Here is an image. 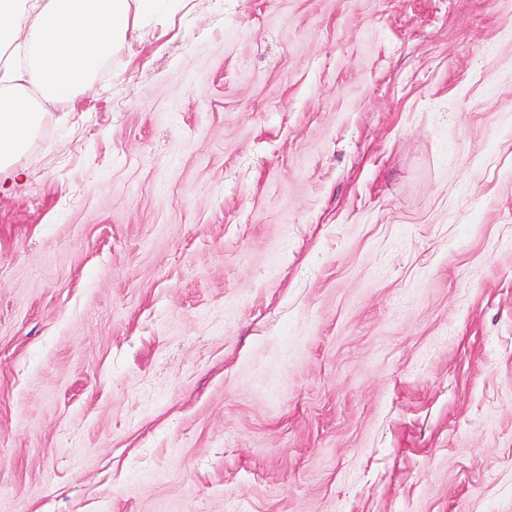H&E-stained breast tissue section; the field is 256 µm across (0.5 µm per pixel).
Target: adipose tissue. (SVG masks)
I'll return each mask as SVG.
<instances>
[{
  "label": "adipose tissue",
  "mask_w": 512,
  "mask_h": 512,
  "mask_svg": "<svg viewBox=\"0 0 512 512\" xmlns=\"http://www.w3.org/2000/svg\"><path fill=\"white\" fill-rule=\"evenodd\" d=\"M156 0H0V166L22 152L41 114L27 89L66 104L95 76Z\"/></svg>",
  "instance_id": "adipose-tissue-1"
}]
</instances>
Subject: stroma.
<instances>
[{
    "label": "stroma",
    "instance_id": "1",
    "mask_svg": "<svg viewBox=\"0 0 512 512\" xmlns=\"http://www.w3.org/2000/svg\"><path fill=\"white\" fill-rule=\"evenodd\" d=\"M0 169V512H512V0H158Z\"/></svg>",
    "mask_w": 512,
    "mask_h": 512
}]
</instances>
